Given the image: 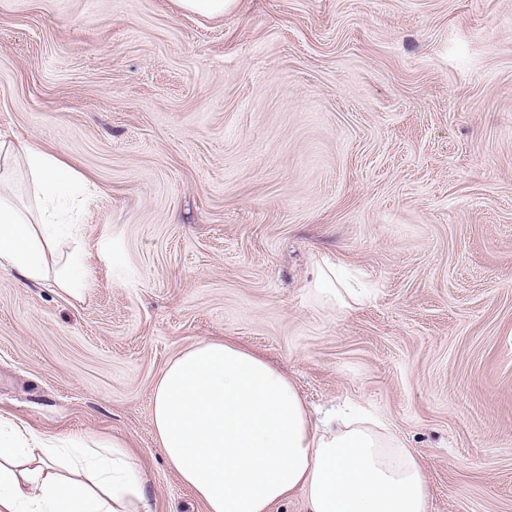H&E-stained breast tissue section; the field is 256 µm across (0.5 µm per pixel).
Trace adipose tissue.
Returning <instances> with one entry per match:
<instances>
[{"label": "adipose tissue", "mask_w": 512, "mask_h": 512, "mask_svg": "<svg viewBox=\"0 0 512 512\" xmlns=\"http://www.w3.org/2000/svg\"><path fill=\"white\" fill-rule=\"evenodd\" d=\"M83 177L36 140L0 136V268L79 295L85 255L63 249ZM152 424L168 463L204 512H277L303 493L306 512H429L417 455L373 421L313 419L294 385L254 354L197 343L154 390ZM0 419V512H152L135 457L120 443L73 451Z\"/></svg>", "instance_id": "adipose-tissue-1"}]
</instances>
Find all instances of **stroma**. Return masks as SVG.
I'll list each match as a JSON object with an SVG mask.
<instances>
[{
	"instance_id": "obj_1",
	"label": "stroma",
	"mask_w": 512,
	"mask_h": 512,
	"mask_svg": "<svg viewBox=\"0 0 512 512\" xmlns=\"http://www.w3.org/2000/svg\"><path fill=\"white\" fill-rule=\"evenodd\" d=\"M0 133L90 192L81 298L0 269L1 416L203 512L152 400L220 340L366 410L430 512H512V0H0ZM317 262L368 297L317 301ZM183 10L205 16L224 15V11L232 7L235 0H175Z\"/></svg>"
}]
</instances>
